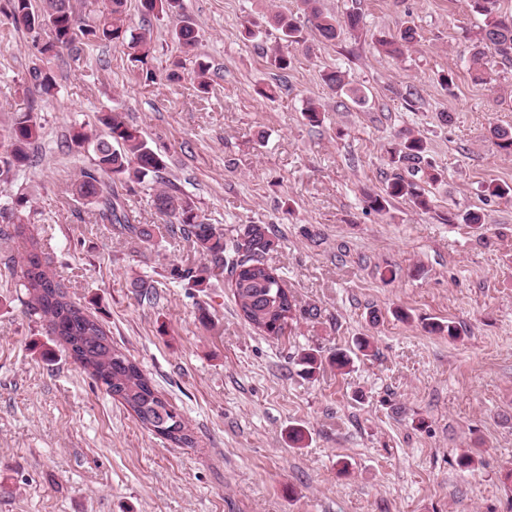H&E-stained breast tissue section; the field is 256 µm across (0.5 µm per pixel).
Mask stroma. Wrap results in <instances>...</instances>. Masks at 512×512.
Masks as SVG:
<instances>
[{
    "instance_id": "stroma-1",
    "label": "stroma",
    "mask_w": 512,
    "mask_h": 512,
    "mask_svg": "<svg viewBox=\"0 0 512 512\" xmlns=\"http://www.w3.org/2000/svg\"><path fill=\"white\" fill-rule=\"evenodd\" d=\"M320 4L339 18L360 5L363 28L333 43L306 31L283 72L255 44L276 46L272 15L303 13L302 0H183L182 16L154 21L144 67L112 43L45 60L0 0V122L31 108L43 126L0 203L28 193L20 217L56 277L195 437L178 448L144 430L28 316L14 274L25 245L2 238L0 512H512V197L486 193L512 185V156L491 134L512 128V62L487 54L492 82L471 81L480 18L469 0ZM185 16L199 30L190 53L171 37ZM405 22L418 44L379 55L372 36ZM45 65L55 87L30 94L29 71ZM336 68L366 104L323 84ZM449 70L448 91L437 78ZM270 86L271 100L260 94ZM311 100L324 109L317 126L303 117ZM115 106L225 235L272 225L280 245L267 259L317 318L264 336L238 316L226 278L170 280L172 265L197 261L191 243L167 236L147 250L96 223L71 190L91 154L65 142ZM405 130L444 172L434 210L399 199L372 212L365 195L392 175L386 150ZM470 211L482 229L443 220ZM140 277L156 281L153 302L132 288ZM432 321L453 322L457 338L429 332ZM359 336L370 353L349 369L300 374L302 352L326 357ZM465 453L474 468L459 466Z\"/></svg>"
}]
</instances>
